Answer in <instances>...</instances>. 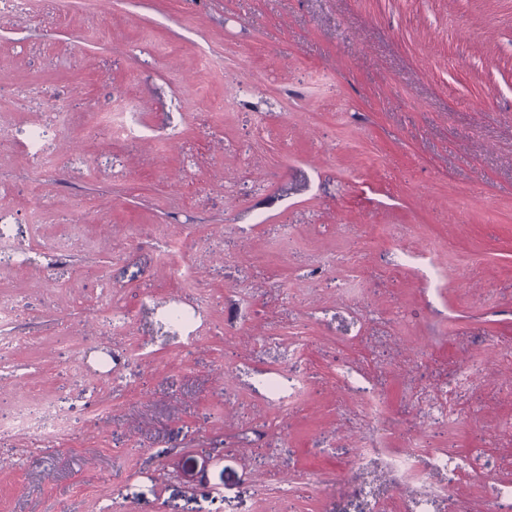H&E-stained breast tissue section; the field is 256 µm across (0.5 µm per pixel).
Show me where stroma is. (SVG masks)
<instances>
[{
	"label": "stroma",
	"mask_w": 512,
	"mask_h": 512,
	"mask_svg": "<svg viewBox=\"0 0 512 512\" xmlns=\"http://www.w3.org/2000/svg\"><path fill=\"white\" fill-rule=\"evenodd\" d=\"M128 102L133 140L88 130ZM1 255L0 417L68 430L0 436V512H368L340 477L413 437L457 461L431 512H492L512 0L0 13ZM104 298L128 332L96 322Z\"/></svg>",
	"instance_id": "1"
}]
</instances>
